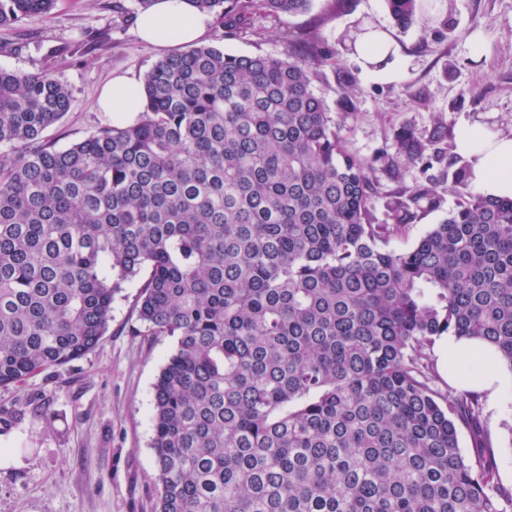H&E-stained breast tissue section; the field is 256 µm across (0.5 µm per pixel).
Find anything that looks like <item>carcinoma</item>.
Returning a JSON list of instances; mask_svg holds the SVG:
<instances>
[{
  "label": "carcinoma",
  "instance_id": "carcinoma-1",
  "mask_svg": "<svg viewBox=\"0 0 512 512\" xmlns=\"http://www.w3.org/2000/svg\"><path fill=\"white\" fill-rule=\"evenodd\" d=\"M191 2L231 37L311 0ZM54 4L0 0V26ZM386 4L400 27L421 12ZM331 57L191 46L146 72L134 123L65 147L45 132L68 86L0 68V388L93 351L136 282L145 333L177 339L153 384L156 512H512L478 394L441 391L427 353L479 339L512 371V198L472 189L440 115L350 153L312 89ZM445 215V211H435L423 215L412 225L407 237L392 239L389 247L395 250H404L411 247L430 230L433 224L439 223Z\"/></svg>",
  "mask_w": 512,
  "mask_h": 512
}]
</instances>
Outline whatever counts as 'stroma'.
Wrapping results in <instances>:
<instances>
[{
    "label": "stroma",
    "instance_id": "35a3bbf8",
    "mask_svg": "<svg viewBox=\"0 0 512 512\" xmlns=\"http://www.w3.org/2000/svg\"><path fill=\"white\" fill-rule=\"evenodd\" d=\"M424 20L408 30L393 23L385 0H312L297 15L255 17L254 33L225 36L212 27L207 44L236 55L281 56L308 37L333 58L317 70L313 90L342 114L349 97L355 119L341 134L349 150L368 158L391 146L395 132L429 129L434 115L451 128L475 120L512 135V0H423ZM135 0H58L46 16L0 26V68L52 70L72 92L71 107L49 137L58 146L111 123L94 103L113 75L142 76L164 52L142 41ZM451 26L443 28L441 17ZM387 31L399 46L394 67L366 71L348 35L361 26ZM478 34L482 57L468 38ZM352 91H345L346 81ZM138 291L125 289L100 345L65 366L0 389V512H155L153 384L175 340L149 336L137 319ZM499 476L512 486V381L495 409L483 412Z\"/></svg>",
    "mask_w": 512,
    "mask_h": 512
}]
</instances>
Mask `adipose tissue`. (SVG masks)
<instances>
[{
	"instance_id": "ef3b65f1",
	"label": "adipose tissue",
	"mask_w": 512,
	"mask_h": 512,
	"mask_svg": "<svg viewBox=\"0 0 512 512\" xmlns=\"http://www.w3.org/2000/svg\"><path fill=\"white\" fill-rule=\"evenodd\" d=\"M210 15L197 10L191 0H154L138 19L140 38L159 48H184L199 42L211 28ZM97 110L108 112L117 125L135 121L143 110L142 82L132 73L118 75L104 87L95 102ZM456 153L468 158L472 187L494 198H512V136L480 125H466L455 133ZM477 350L484 361L466 369L464 383L483 392L489 404H496L504 385L499 366L488 365L490 347L480 341L446 337L442 351L448 364L460 367L462 356Z\"/></svg>"
}]
</instances>
